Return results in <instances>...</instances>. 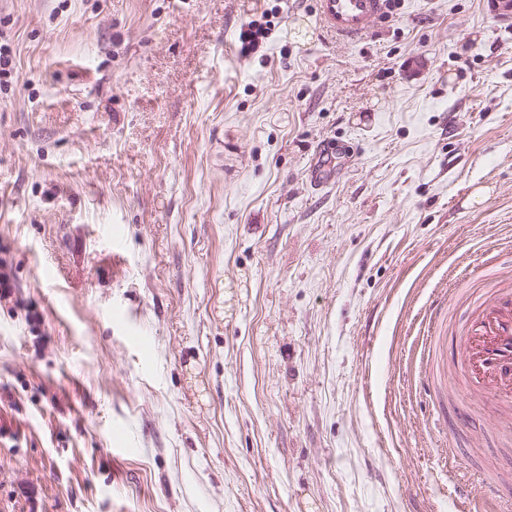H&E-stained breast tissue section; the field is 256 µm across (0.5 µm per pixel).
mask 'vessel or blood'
Returning a JSON list of instances; mask_svg holds the SVG:
<instances>
[{
    "mask_svg": "<svg viewBox=\"0 0 512 512\" xmlns=\"http://www.w3.org/2000/svg\"><path fill=\"white\" fill-rule=\"evenodd\" d=\"M395 0H317L324 24L348 42L363 37L375 21L391 15ZM478 288H451L424 312V336L411 360L414 380L430 385L437 358L438 333L449 300L462 302L460 357L451 372L454 384L470 396L491 399L503 422L512 421V264L488 259Z\"/></svg>",
    "mask_w": 512,
    "mask_h": 512,
    "instance_id": "b4317fda",
    "label": "vessel or blood"
}]
</instances>
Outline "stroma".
Here are the masks:
<instances>
[{
  "mask_svg": "<svg viewBox=\"0 0 512 512\" xmlns=\"http://www.w3.org/2000/svg\"><path fill=\"white\" fill-rule=\"evenodd\" d=\"M271 28L254 53L239 34ZM0 512H460L491 401L415 321L512 237V21L400 0H0ZM395 1L317 0V10L336 36L354 42L368 33L375 21L390 16Z\"/></svg>",
  "mask_w": 512,
  "mask_h": 512,
  "instance_id": "35a3bbf8",
  "label": "stroma"
}]
</instances>
